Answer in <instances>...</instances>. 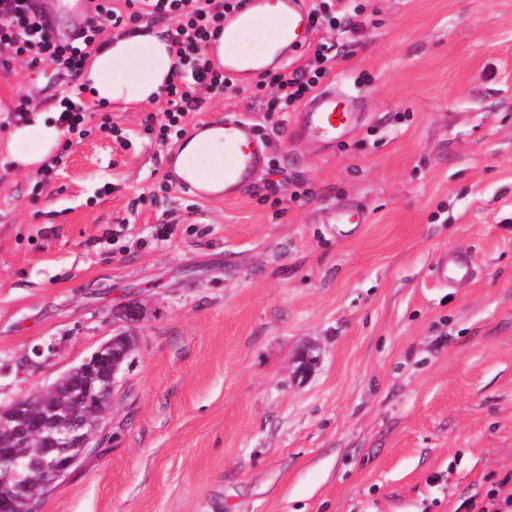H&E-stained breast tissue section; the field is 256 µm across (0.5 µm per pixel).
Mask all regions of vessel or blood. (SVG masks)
Masks as SVG:
<instances>
[{"label": "vessel or blood", "mask_w": 512, "mask_h": 512, "mask_svg": "<svg viewBox=\"0 0 512 512\" xmlns=\"http://www.w3.org/2000/svg\"><path fill=\"white\" fill-rule=\"evenodd\" d=\"M305 0H248L247 5L231 14L224 22L226 42H238L248 34L271 33V46L302 48L309 37ZM268 62L254 61L242 55H225L224 71L237 77H249L268 69ZM358 123L353 100L342 92L328 89L312 97L298 112L295 138L333 144L352 132ZM224 134V182L214 184L190 172H174L172 184L200 201L230 200L242 194L252 183L255 170L262 164L264 152L253 126L240 117H221L196 123L185 137L186 143L205 148L207 137L214 132ZM473 274L469 253L453 250L442 253L433 268L435 279L444 285L467 281Z\"/></svg>", "instance_id": "1"}]
</instances>
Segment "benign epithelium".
Masks as SVG:
<instances>
[{
    "instance_id": "1",
    "label": "benign epithelium",
    "mask_w": 512,
    "mask_h": 512,
    "mask_svg": "<svg viewBox=\"0 0 512 512\" xmlns=\"http://www.w3.org/2000/svg\"><path fill=\"white\" fill-rule=\"evenodd\" d=\"M133 349L112 337L78 367L63 373L65 386L38 398L18 397L0 408V462L13 466V486L0 496V512H36L40 494L66 476L91 447L95 433L71 409L73 399H88L89 411L104 417L112 409L117 376ZM317 364L309 351L296 359L295 374L305 377Z\"/></svg>"
}]
</instances>
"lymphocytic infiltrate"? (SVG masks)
I'll list each match as a JSON object with an SVG mask.
<instances>
[{
    "label": "lymphocytic infiltrate",
    "mask_w": 512,
    "mask_h": 512,
    "mask_svg": "<svg viewBox=\"0 0 512 512\" xmlns=\"http://www.w3.org/2000/svg\"><path fill=\"white\" fill-rule=\"evenodd\" d=\"M115 7L113 0H100L98 19L123 28L150 19H172L165 35L175 56V68L164 88L166 108L158 131L157 145L164 146L186 133L190 112L198 110L202 95L233 86L234 80L215 67L203 52L215 40L225 17L243 8L246 0H123ZM29 58L30 62L50 60L67 76L79 70L85 54L82 47L58 39L47 18L34 11L32 0H0V67ZM324 53H316L313 62L295 68L278 67L264 73L262 80L270 89L266 109L284 112L314 91L325 77Z\"/></svg>",
    "instance_id": "lymphocytic-infiltrate-1"
}]
</instances>
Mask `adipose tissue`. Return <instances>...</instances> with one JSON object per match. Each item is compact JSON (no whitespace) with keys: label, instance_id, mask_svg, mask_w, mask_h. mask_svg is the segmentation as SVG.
Masks as SVG:
<instances>
[{"label":"adipose tissue","instance_id":"adipose-tissue-1","mask_svg":"<svg viewBox=\"0 0 512 512\" xmlns=\"http://www.w3.org/2000/svg\"><path fill=\"white\" fill-rule=\"evenodd\" d=\"M173 63L165 39L137 33L111 35L105 46L91 50L79 83L93 104L132 106L159 94ZM61 137L51 113L38 111L28 121L15 123L0 146L19 171L30 172L55 154Z\"/></svg>","mask_w":512,"mask_h":512}]
</instances>
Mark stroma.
<instances>
[{"label": "stroma", "mask_w": 512, "mask_h": 512, "mask_svg": "<svg viewBox=\"0 0 512 512\" xmlns=\"http://www.w3.org/2000/svg\"><path fill=\"white\" fill-rule=\"evenodd\" d=\"M360 37L312 32L322 87L362 125L290 136L257 78L192 122L251 119L269 156L234 201L169 185L151 101L96 109L48 181L0 153V407L119 331L112 412L40 512H459L512 494V0H354ZM56 64L0 98L58 107ZM337 205L368 221L328 224ZM476 277L432 276L447 250ZM139 311L128 321V308ZM318 357L293 376L304 348Z\"/></svg>", "instance_id": "stroma-1"}]
</instances>
